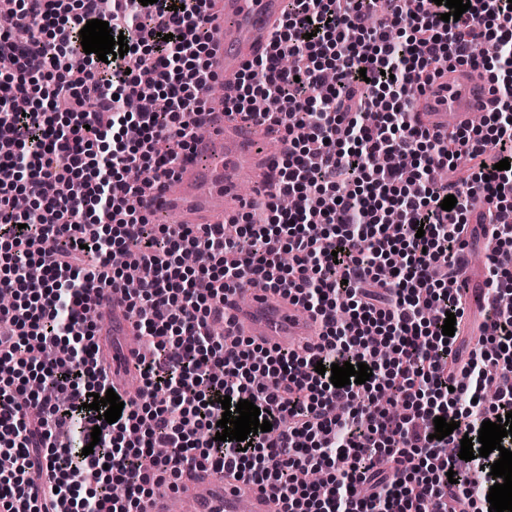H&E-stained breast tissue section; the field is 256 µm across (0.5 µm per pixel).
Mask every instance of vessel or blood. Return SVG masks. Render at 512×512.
I'll return each instance as SVG.
<instances>
[{"label":"vessel or blood","instance_id":"1","mask_svg":"<svg viewBox=\"0 0 512 512\" xmlns=\"http://www.w3.org/2000/svg\"><path fill=\"white\" fill-rule=\"evenodd\" d=\"M285 0H221L212 11L209 26L216 35L211 70L232 85L245 64L270 49L274 26L283 16ZM496 97L483 77L471 71H455L436 79L418 97L417 118L433 130L471 124L475 115L494 111ZM209 137L198 141L179 160L171 178L155 183L141 198V208L156 216L175 214L186 224L207 219L231 218L241 209L238 176L251 172L261 193L277 187L278 153L263 142L271 128L266 124L241 122L224 114V102L212 100ZM234 321L225 326L227 340L248 337L269 347L293 350L306 342H317L319 324L300 306L271 290L241 288L229 295ZM100 318H111L113 330L129 333L126 308L117 294L102 293L97 299ZM128 358L113 362L112 384L128 397H136L139 376L129 375ZM197 512H276L278 505L269 492L233 477L204 482L196 496ZM181 491L156 489L147 512H182Z\"/></svg>","mask_w":512,"mask_h":512}]
</instances>
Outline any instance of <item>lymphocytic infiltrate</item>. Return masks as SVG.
Segmentation results:
<instances>
[{"instance_id":"1","label":"lymphocytic infiltrate","mask_w":512,"mask_h":512,"mask_svg":"<svg viewBox=\"0 0 512 512\" xmlns=\"http://www.w3.org/2000/svg\"><path fill=\"white\" fill-rule=\"evenodd\" d=\"M212 0H17L0 9V512H145L156 487L187 472H231L270 491L283 512H489L472 474L499 452L461 463L446 448L477 439L486 420L512 411V0H470L458 21L434 0H288L270 53L242 70L228 109L283 127L275 200L229 224L151 223L134 201L171 177L206 123L214 79L207 23ZM108 22L129 50L69 67L86 22ZM31 30L26 43L13 33ZM495 41L498 52L480 47ZM294 57L293 67L282 66ZM495 69L500 102L490 130L433 133L413 93L425 76L456 66ZM276 95L280 111H253ZM164 99L165 111L153 108ZM141 132L127 139L129 127ZM472 165L460 181L437 169ZM455 196L452 210L441 209ZM496 241L487 264L485 321L463 349L443 335L467 301L451 288L471 222ZM125 251L124 267L110 256ZM294 265L283 266V252ZM203 252L206 265L182 258ZM262 286L299 301L320 325L317 349L288 351L212 335L228 293ZM127 302L148 355L142 387L115 423L98 421L89 394L112 379L95 362L91 295ZM368 364L362 384L334 387L316 364ZM53 399L18 403L28 379ZM494 402L483 407L487 389ZM391 391L400 416L378 404ZM248 400L271 431L249 447L216 440L220 397ZM458 422L434 439L435 417ZM100 427L99 447L82 450ZM167 455H155L157 445ZM326 469L323 484L295 479ZM122 483L123 496L99 495Z\"/></svg>"}]
</instances>
